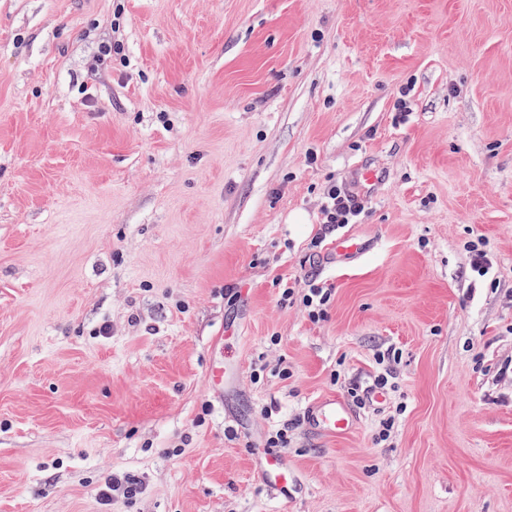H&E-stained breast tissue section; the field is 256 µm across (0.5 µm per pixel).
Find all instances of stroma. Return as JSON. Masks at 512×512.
<instances>
[{"label":"stroma","instance_id":"1","mask_svg":"<svg viewBox=\"0 0 512 512\" xmlns=\"http://www.w3.org/2000/svg\"><path fill=\"white\" fill-rule=\"evenodd\" d=\"M380 353L387 401L309 434ZM290 420L285 502L251 461ZM0 512H512V0H0ZM323 195L324 201L320 207L321 224H324L328 231L358 222L365 205L356 202L349 192L338 187L336 183H331ZM329 249L336 255V259L348 260L360 257L366 251V246L357 235L346 232L336 237ZM486 247V241L483 238L466 243V251L470 253L471 268L479 277L487 276L492 268ZM307 292L302 295V305L308 310V316L313 321L327 317L332 288L326 287L316 280H309ZM238 376L239 372L225 364L220 358L213 360L210 368V380L213 391L219 397H224L225 386L236 383ZM306 426L317 436H343L350 433L356 423V414L350 404L337 395H324L314 401L306 411Z\"/></svg>","mask_w":512,"mask_h":512}]
</instances>
